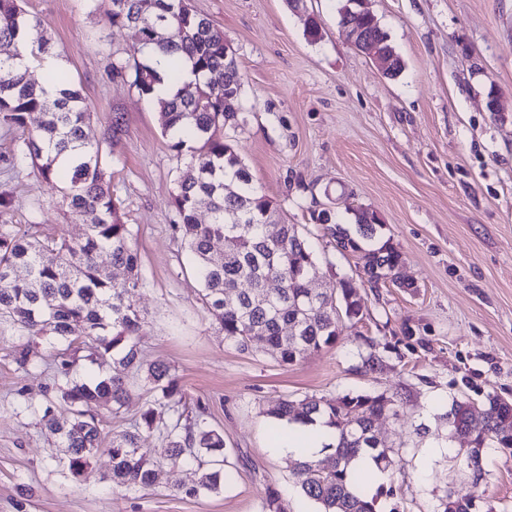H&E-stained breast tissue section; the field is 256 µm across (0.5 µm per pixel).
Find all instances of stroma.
<instances>
[{
  "mask_svg": "<svg viewBox=\"0 0 512 512\" xmlns=\"http://www.w3.org/2000/svg\"><path fill=\"white\" fill-rule=\"evenodd\" d=\"M341 0H192L232 45L245 74L244 130L234 148L263 194L307 232L327 287L355 273L332 238L315 229L314 209L352 223L365 207L382 220L403 258L408 285L361 287L366 316L356 332L284 367L265 344L240 350L225 341L202 304L192 269L171 231V197L184 162L162 133L159 108L111 79L113 57L135 55L131 30L112 26L88 0H27L40 17L93 117L86 128L136 231L144 284L135 303L148 361L172 367L187 402L209 407L224 436L233 478L216 492L185 495L192 465L164 462L155 486L113 488L106 449L113 431L148 403L134 388L102 450L78 478L65 449L25 403H39L52 370L21 369L12 350L26 343L0 325V512H262L276 488L295 512H316L297 491L293 458L274 454L268 411L280 400L386 394L399 418L381 417L380 439L395 448L401 473L374 490L378 512H438L447 493L472 512H512V450L487 449L480 483L457 469L460 440L445 418L451 402H512V0H367L405 68L385 77L338 24ZM322 28L304 35L305 20ZM119 119L118 143L106 135ZM11 206L0 223L69 240L86 226L67 214L59 192L32 171L0 169ZM376 350V371L362 357Z\"/></svg>",
  "mask_w": 512,
  "mask_h": 512,
  "instance_id": "1",
  "label": "stroma"
}]
</instances>
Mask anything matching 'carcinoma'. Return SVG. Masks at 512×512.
Wrapping results in <instances>:
<instances>
[{"label":"carcinoma","mask_w":512,"mask_h":512,"mask_svg":"<svg viewBox=\"0 0 512 512\" xmlns=\"http://www.w3.org/2000/svg\"><path fill=\"white\" fill-rule=\"evenodd\" d=\"M105 11L114 26L135 31L140 56L112 58V78L128 80L139 94L154 98L161 82L145 56L148 48L165 58L167 77L177 86L170 99L160 98L163 133L171 150L187 157V170L176 179L171 204V230L191 257L199 295L224 339L243 350L261 341L288 366L336 343L344 331L364 318L355 280L339 279L337 296H323L310 278L318 259L298 225L278 223L276 235L267 225L277 205L254 184L251 173L235 152L227 132L244 129V77L235 59L224 58V32L208 18L182 7L181 0H108ZM350 0L339 8V25H353L361 36L379 34L380 50L395 57L389 77L398 76L403 62L378 19L354 14ZM12 47L0 55V124L16 130L11 152L0 157L14 174L27 167L47 182L59 185L69 214L86 225L84 237L67 241L20 235L11 224H0V323L28 333V344L14 351L19 366L38 365L32 343L48 333L63 342L55 350L56 376L45 400L26 404L38 424L67 449L64 462L76 478L99 450L107 420L117 418L132 390L143 382L152 400L129 427L112 433L107 449L112 459V486L128 491L153 487L161 461L193 464L199 473L185 493L216 492L231 478L226 470L224 437L207 426L201 403L187 406L179 396L169 365L144 363L140 340L143 321L134 303L143 286L135 230L123 221L121 202L106 181L99 147L86 138L91 112L79 89L62 72L49 74L46 85L28 78L23 62L27 47L33 59L51 51L43 21L27 13L23 0H0V45ZM235 97L237 112L224 111V98ZM207 210L211 221L200 224L197 212ZM356 234L336 222L327 210L312 211L310 219L335 242L336 251L355 257L357 276L372 288L397 283L401 252L390 238L378 236L379 216L367 209L353 212ZM224 244L220 254L214 243ZM125 271L117 281L100 265V254ZM80 360L91 366L112 365V374L73 378ZM167 405L174 421L163 432L164 447H151L158 431L154 406ZM62 407L63 419L56 414ZM268 415L288 423L318 420L332 428L334 443L324 446L323 459L296 464L294 483L318 512H376L356 484L365 475L349 469L366 454L378 468L395 475L398 452L372 442L376 421L399 417L398 401L384 394H345L336 399H284ZM452 437L469 447L459 449L461 470L477 483L483 475L486 449H512V403L495 396L479 407L453 399L448 412ZM264 512H291L290 502L273 488L263 498Z\"/></svg>","instance_id":"obj_1"}]
</instances>
